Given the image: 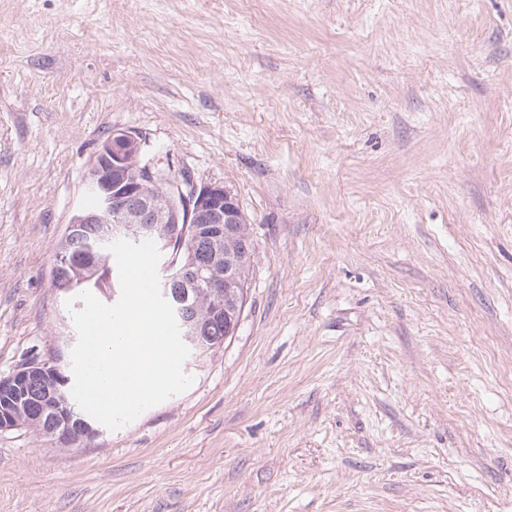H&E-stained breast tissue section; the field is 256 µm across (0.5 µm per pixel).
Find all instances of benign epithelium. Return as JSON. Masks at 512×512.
<instances>
[{
    "label": "benign epithelium",
    "mask_w": 512,
    "mask_h": 512,
    "mask_svg": "<svg viewBox=\"0 0 512 512\" xmlns=\"http://www.w3.org/2000/svg\"><path fill=\"white\" fill-rule=\"evenodd\" d=\"M145 147L142 135L118 129L100 146L88 170L86 185L94 198L91 209L77 208L66 238L80 237L81 225L98 224L109 240L151 236L170 263V275L161 281L164 298L179 316L185 343L205 350L206 327L224 321V288L232 287L246 263L224 262V241L237 233L242 210L236 195L222 183L197 184L176 177L159 163L133 165ZM95 254L94 243L81 241L74 253L60 252L54 261L56 283L79 258ZM206 294L209 307L187 306L190 298ZM59 362L34 358L6 376H0V431L16 430L29 423L46 422L59 444L87 443L99 429L86 421L65 401L54 409L33 401L34 386L61 380Z\"/></svg>",
    "instance_id": "1"
}]
</instances>
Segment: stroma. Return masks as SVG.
Here are the masks:
<instances>
[{
    "label": "stroma",
    "mask_w": 512,
    "mask_h": 512,
    "mask_svg": "<svg viewBox=\"0 0 512 512\" xmlns=\"http://www.w3.org/2000/svg\"><path fill=\"white\" fill-rule=\"evenodd\" d=\"M249 220L239 327L0 512H512V0H0V375L113 129Z\"/></svg>",
    "instance_id": "obj_1"
}]
</instances>
